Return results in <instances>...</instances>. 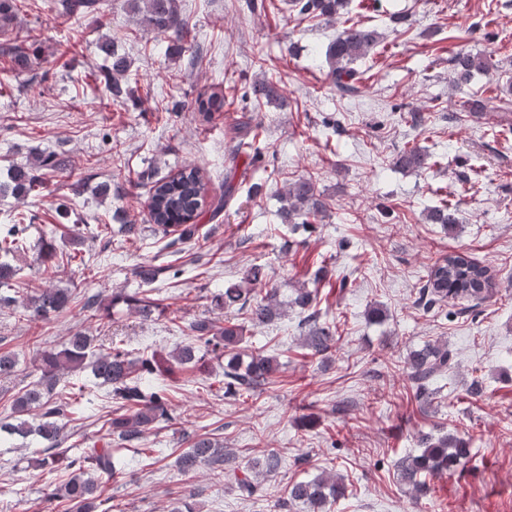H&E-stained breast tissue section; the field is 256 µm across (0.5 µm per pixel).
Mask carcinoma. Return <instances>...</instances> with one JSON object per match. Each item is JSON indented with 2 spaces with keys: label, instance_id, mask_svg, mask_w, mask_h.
Wrapping results in <instances>:
<instances>
[{
  "label": "carcinoma",
  "instance_id": "obj_1",
  "mask_svg": "<svg viewBox=\"0 0 512 512\" xmlns=\"http://www.w3.org/2000/svg\"><path fill=\"white\" fill-rule=\"evenodd\" d=\"M298 14L312 18H333L347 7L346 0H292ZM131 7L142 12L141 22L159 34L171 38L170 49L176 53L184 49L187 36L186 21L180 16L175 0H131ZM53 9L61 16L81 17L100 12V0H55ZM378 43V34L352 23L344 27L330 44L328 56L332 63L330 80L336 89L350 92L357 89L361 73L354 64L366 57ZM111 58L108 87L112 95L122 94L120 78L127 72V62L110 45L101 46ZM455 83L466 85L476 73L491 67L489 58L480 54L458 52L453 56ZM252 98L273 101L279 98L278 89L268 80L256 82L250 89ZM224 109V94L215 91L197 100V111L208 118ZM430 154L412 146L395 157L398 168L422 169ZM56 174H65L68 162L55 155L37 158L32 164L16 165L10 173V188L14 195L27 197L40 194L46 188L45 179L34 174V168ZM208 184L196 166H186L177 173L154 182L148 209L151 230L164 236L177 235L180 241L200 237L199 224L205 208L217 216L224 210L226 200L219 197L207 202ZM282 216L290 224L305 225L317 220L324 204L316 194L310 178L300 177L286 186L282 194ZM457 210L443 202L433 207L428 219L433 224L457 223ZM23 216L12 224L0 228V307L13 311L27 321L46 320L60 314L76 303L80 310L94 317L102 308L98 294L78 295L68 288H43L36 294L22 298L16 295L14 282L19 268L16 262L26 257L31 246V229ZM179 275L171 267L141 265L135 275L151 284L163 281L169 275ZM493 285L490 269L469 257L452 253L439 257L427 273L426 283L419 289L418 304L430 308L449 298L482 300ZM317 293L301 286L295 289L291 305L305 313L304 323L309 326L305 345L313 358L326 359L336 349V325L320 320L316 310ZM148 320L155 311L153 299L138 294L113 296ZM285 303L279 300L278 290L271 287L263 295L252 294V289L232 285L217 296L216 307L231 309L232 316L224 320L196 319L187 326L188 339L169 354L166 360L155 356L134 357L110 336V347L97 351L93 339L81 330L75 331L60 348H50L40 353L35 363V380L11 397V422H0V445L12 437H34L37 450L32 466L49 476H58L57 482L48 481L44 499L65 507L64 512H99L103 505L102 481L117 482L125 477L123 462L112 452V443L134 448L145 439V433L154 425L164 423L171 427L180 424V417L172 408L170 385L161 378L175 371H192L202 360L200 351L216 358H226L224 365V395L237 398L245 392H256L269 384L281 367L275 355L251 353L246 362H239L238 351L245 340L244 323L265 324L279 315ZM451 361L448 345L428 343L412 351L406 369L412 380L423 387L435 375L445 371ZM19 364L12 352H0V380L15 374ZM91 370L94 377L108 388V399L117 405L105 419L107 442L104 448H86L73 453L67 444V427L78 421L77 408L72 400L73 387L64 375ZM187 447L178 455L175 466L181 476L192 479L197 472L208 467L224 472L236 454L224 448V442L209 435L188 436ZM422 451L409 454L397 462L401 478L416 491L427 488L426 478L452 472L471 457L470 443L453 434L437 437L425 435L421 439ZM275 453L268 454L264 462L256 464L254 475L247 473L237 479V488L247 497L263 494L259 471L271 472L280 466ZM346 487L334 475H321L311 480L295 481L285 489L283 501L275 507L295 509L297 512H327V505L345 495Z\"/></svg>",
  "mask_w": 512,
  "mask_h": 512
}]
</instances>
